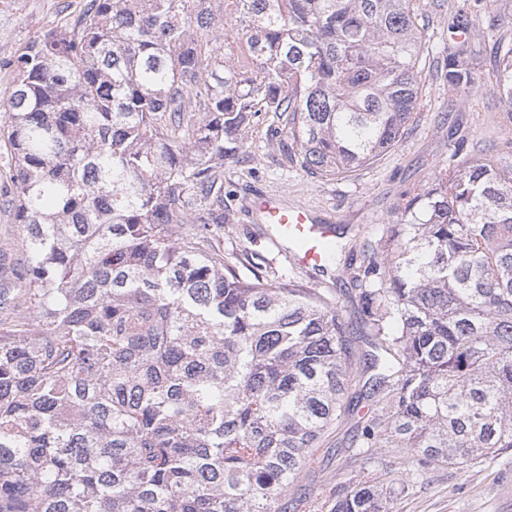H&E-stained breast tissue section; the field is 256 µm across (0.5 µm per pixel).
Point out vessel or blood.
<instances>
[{
	"label": "vessel or blood",
	"instance_id": "vessel-or-blood-1",
	"mask_svg": "<svg viewBox=\"0 0 512 512\" xmlns=\"http://www.w3.org/2000/svg\"><path fill=\"white\" fill-rule=\"evenodd\" d=\"M254 209L261 223L269 225L275 240L294 246L295 263L306 268L322 266L320 246L331 233L328 221L306 209L288 208L268 195L257 197Z\"/></svg>",
	"mask_w": 512,
	"mask_h": 512
}]
</instances>
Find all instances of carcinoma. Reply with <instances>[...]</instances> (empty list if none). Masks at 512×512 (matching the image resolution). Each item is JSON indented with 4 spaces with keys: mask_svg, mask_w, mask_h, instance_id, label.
Listing matches in <instances>:
<instances>
[{
    "mask_svg": "<svg viewBox=\"0 0 512 512\" xmlns=\"http://www.w3.org/2000/svg\"><path fill=\"white\" fill-rule=\"evenodd\" d=\"M428 25L422 0H87L13 57L0 145L25 263L0 287V512L322 510L293 487L355 339L328 291L224 257V161L274 112L308 172L374 164L420 117ZM493 50L512 107V39ZM471 54L443 59L450 102ZM466 149L354 275L381 414L350 447L369 460L512 452V164ZM395 486L366 475L328 512H394Z\"/></svg>",
    "mask_w": 512,
    "mask_h": 512,
    "instance_id": "carcinoma-1",
    "label": "carcinoma"
}]
</instances>
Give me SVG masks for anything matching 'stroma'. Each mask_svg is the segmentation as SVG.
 I'll use <instances>...</instances> for the list:
<instances>
[{
  "label": "stroma",
  "instance_id": "stroma-1",
  "mask_svg": "<svg viewBox=\"0 0 512 512\" xmlns=\"http://www.w3.org/2000/svg\"><path fill=\"white\" fill-rule=\"evenodd\" d=\"M472 0H454L477 33L473 67L478 81L457 114V125L448 117V84L435 66L421 78L426 106L419 122L401 143L373 165L345 178L324 180L287 160L269 130L283 127V120L267 114L249 129L238 154L224 163V255L229 262L251 257L242 276L252 271L294 275L311 288H327L354 335L364 333L363 315L351 267L364 260V246L375 240L377 225L392 223L401 194L410 188L428 190L439 164L449 159L458 136H466L476 149L512 141V123L503 113L491 81L494 67L490 53L494 38L512 36V0H504L497 22L472 11ZM84 0H0V97L13 74L8 66L18 50L48 29L73 22ZM9 185L0 178V279L11 278L23 262L22 229L4 207ZM276 195L291 208L317 210L340 227L345 249L339 265L326 272L294 264L286 244L275 241L261 224L253 201L259 195ZM364 376H357L349 390L352 409L337 424L314 471L296 482L298 494L319 498L332 488L349 486L363 472L366 460L348 442L355 427L374 403L364 394ZM408 490L394 498L396 512H512V453L460 470L440 465L423 475L405 474Z\"/></svg>",
  "mask_w": 512,
  "mask_h": 512
}]
</instances>
